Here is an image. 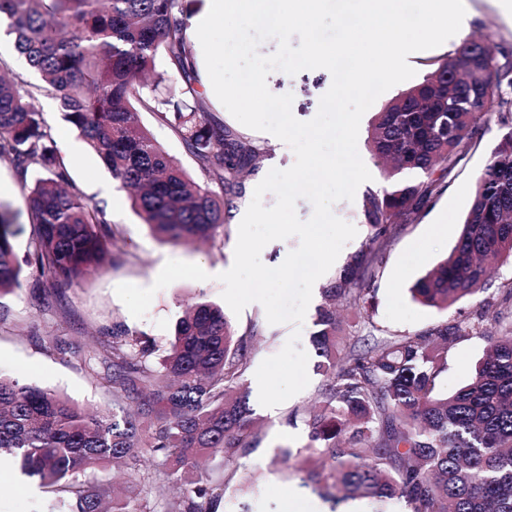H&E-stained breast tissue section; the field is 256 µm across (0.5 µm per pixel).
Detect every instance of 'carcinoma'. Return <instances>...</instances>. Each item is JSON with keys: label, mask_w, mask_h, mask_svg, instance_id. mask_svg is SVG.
Segmentation results:
<instances>
[{"label": "carcinoma", "mask_w": 512, "mask_h": 512, "mask_svg": "<svg viewBox=\"0 0 512 512\" xmlns=\"http://www.w3.org/2000/svg\"><path fill=\"white\" fill-rule=\"evenodd\" d=\"M17 51L42 80L0 73V159L27 191L33 229L24 256L0 203V298L24 286L34 267L71 284L103 269L115 231L105 207L70 180L35 100L52 96L64 119L101 158L132 208L159 240L215 244L224 232L244 172L261 147L218 122L204 93L187 36L182 0H0ZM165 58L182 84L156 71ZM497 101L512 121V51L466 37L376 113L368 131L385 186L368 193L362 213L372 233L360 254L324 289L311 342L326 377L319 411L296 407L303 450H277L298 463L314 453L310 481L368 498L401 500L407 512H512V284L469 316L415 336H384L361 350L339 348L336 306L363 311L376 276L374 258L394 225L416 222L446 187L473 143L482 110ZM169 125L220 192L194 181L139 111ZM512 260V129L478 175L457 241L411 288L415 300L445 308L484 290L490 267ZM260 324L232 326L208 301L185 304L159 366L154 347L116 325L89 365L103 370L118 411L91 414L67 397L0 375V455L12 456L52 497L43 512H218L226 489L252 486L241 460L259 442L248 393L241 391ZM480 335L488 354L468 383L442 396L437 380L448 343ZM120 463L126 487L114 493L96 472ZM160 481L179 484L152 497Z\"/></svg>", "instance_id": "1"}]
</instances>
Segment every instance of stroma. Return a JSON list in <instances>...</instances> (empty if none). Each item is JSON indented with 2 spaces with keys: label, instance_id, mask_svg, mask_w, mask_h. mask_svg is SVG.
<instances>
[{
  "label": "stroma",
  "instance_id": "1",
  "mask_svg": "<svg viewBox=\"0 0 512 512\" xmlns=\"http://www.w3.org/2000/svg\"><path fill=\"white\" fill-rule=\"evenodd\" d=\"M471 18L464 34H477L488 38L492 45L512 48V25L508 24L490 0H468ZM330 73L317 69L304 70L296 75L272 71L267 78L269 90L277 95L293 94V115L301 121L312 119L319 108L322 95L330 88ZM398 93L390 88L374 103L372 110L363 115L359 128L357 148L370 171V181L361 184L354 200L337 202L333 212L353 224L356 236L340 252L333 266L318 280L300 328L298 346L312 352L311 335L314 318L323 302V290L339 275L347 263L365 246L371 228L362 215V198L371 191L381 190L384 179L375 165L367 146L369 125L376 109L382 108ZM61 156L70 158L69 175L84 195L99 201L100 185L111 182L112 177L100 158L90 151L78 131L66 122L53 98L42 95L36 102ZM214 117L225 127L248 133L264 153L254 171L244 180L245 192L235 202L236 208L249 206L257 175L267 174L274 168L286 169L295 162L289 146L273 140L269 133L248 130L239 123L217 99H210ZM505 128L496 113H489L480 123L479 132L469 152L455 166L447 178L444 190L432 200L420 219L412 224L398 225L392 243L378 260L377 274L368 281L372 290V316L379 328L394 334L414 335L441 321H452L478 308L484 299L495 297L502 285L512 282V263L497 266L484 292L469 297L445 310L427 308L415 302L410 294L412 284L444 259L455 244L459 222L471 202L475 181L500 143ZM0 182L10 185L11 191L0 195V202L8 204L13 224L22 229L15 240L18 251H25L31 227L29 211L22 185L9 163L0 161ZM116 203L107 207V217L118 231L111 251L115 263L99 274L88 276L72 285L54 283L48 277L30 270L24 286L16 293L0 298V374L21 377L43 388L63 393L75 402L99 410H111L112 392L102 385L99 377L87 367L100 343L112 334L116 324L145 335L157 349L168 346L174 324L181 315L183 305L201 296L221 302L223 285L217 275L234 261L238 237L237 221H230L215 246L165 243L154 237L132 211L124 191H116ZM447 224L448 232L437 236L431 228ZM177 259L206 267L210 278L206 281L179 280L159 290L144 318H134L117 297L115 288L122 283L141 287L153 284L167 260ZM263 307L244 308L233 323L245 328L253 320L264 321V333L254 340L252 366L277 354L293 331L292 325H270L265 321ZM488 343L479 336H470L450 342L447 365L438 379V394H449L466 384L476 363L483 357ZM308 386L289 400L281 403L277 413L267 412L258 401V385L254 374H247L245 387L253 409L255 428L261 441L253 452L243 458L246 470L253 474V488L245 494L227 491L218 512H237L240 505H248L249 512H282L280 493L283 487H294L299 498L294 512H374L375 505L366 499L346 501L323 498L306 486L302 474L286 472L275 463L277 448H304L308 431L304 425L287 424V411L297 405L318 406L325 385L324 377L315 367H308ZM46 497L38 479L25 476L17 465L8 464L0 469V512H33Z\"/></svg>",
  "mask_w": 512,
  "mask_h": 512
}]
</instances>
